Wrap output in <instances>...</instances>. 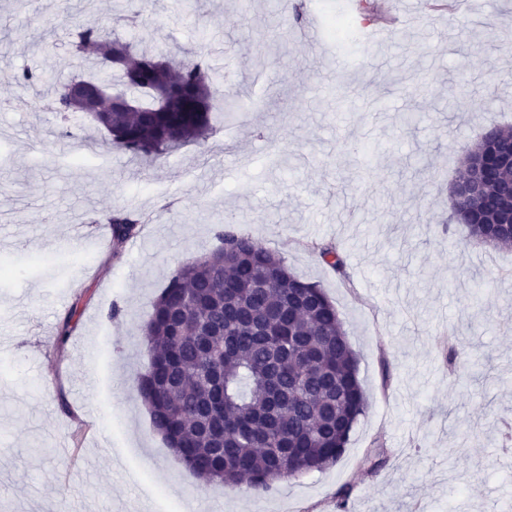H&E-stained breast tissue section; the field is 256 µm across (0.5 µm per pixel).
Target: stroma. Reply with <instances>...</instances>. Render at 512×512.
<instances>
[{
    "label": "stroma",
    "instance_id": "obj_1",
    "mask_svg": "<svg viewBox=\"0 0 512 512\" xmlns=\"http://www.w3.org/2000/svg\"><path fill=\"white\" fill-rule=\"evenodd\" d=\"M416 0L410 25L366 47L347 0H0V512H512V251L451 222L467 147L512 125V0ZM123 28L178 56L205 53L217 84L258 106L154 161L88 123L60 134L31 107L25 68L66 82L74 23ZM318 15L313 46L287 32ZM349 16L332 37L328 14ZM59 43L45 54L44 43ZM368 52L363 70L339 57ZM144 213L139 245L104 246L112 209ZM233 225L322 286L358 358L370 408L321 472L258 495L206 484L171 455L136 383L170 271ZM335 244L345 273L319 257ZM73 330L59 343L64 317ZM451 345L482 353L449 381ZM68 410H61V402ZM383 449L372 470L363 458Z\"/></svg>",
    "mask_w": 512,
    "mask_h": 512
}]
</instances>
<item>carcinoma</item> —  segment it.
Returning <instances> with one entry per match:
<instances>
[{"instance_id":"carcinoma-1","label":"carcinoma","mask_w":512,"mask_h":512,"mask_svg":"<svg viewBox=\"0 0 512 512\" xmlns=\"http://www.w3.org/2000/svg\"><path fill=\"white\" fill-rule=\"evenodd\" d=\"M71 54L109 61L98 86L123 96L108 112L99 98L84 105L68 99L69 85L26 69L16 80L52 93L61 135L81 112L103 127L113 144L157 158L177 139L196 141L210 128L212 110L230 117L231 95L218 87L201 55L149 53L117 29L81 25L70 36ZM120 244L141 219L123 207L107 218ZM223 254L191 260L171 270L144 326L150 353L137 392L153 427L176 459L206 483L266 492L292 473L320 471L336 462L369 400L358 378V359L336 307L323 288L290 272L285 260L231 228L218 232ZM339 274L344 261L331 244L318 247ZM451 378L468 356L448 348Z\"/></svg>"}]
</instances>
